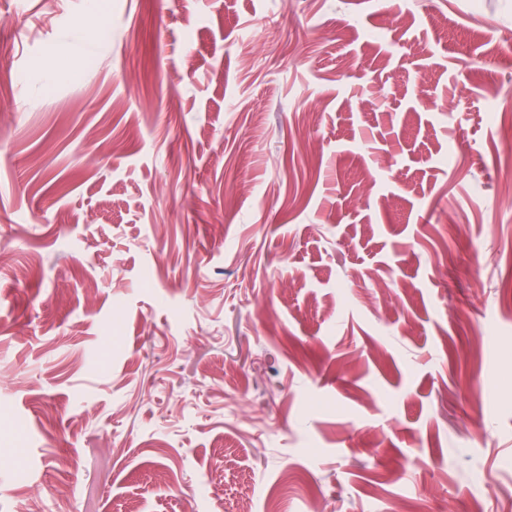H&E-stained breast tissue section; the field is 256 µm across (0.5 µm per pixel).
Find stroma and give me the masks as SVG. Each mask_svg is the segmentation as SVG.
<instances>
[{
	"mask_svg": "<svg viewBox=\"0 0 512 512\" xmlns=\"http://www.w3.org/2000/svg\"><path fill=\"white\" fill-rule=\"evenodd\" d=\"M511 94L512 0H0V512H512Z\"/></svg>",
	"mask_w": 512,
	"mask_h": 512,
	"instance_id": "stroma-1",
	"label": "stroma"
}]
</instances>
